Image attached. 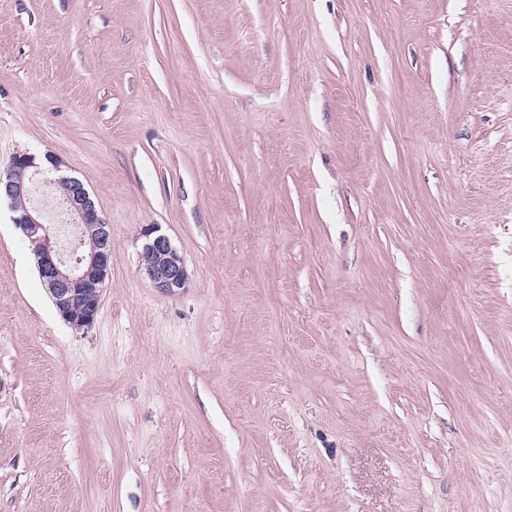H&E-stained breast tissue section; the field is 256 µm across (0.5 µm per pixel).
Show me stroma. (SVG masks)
Segmentation results:
<instances>
[{
  "instance_id": "1",
  "label": "stroma",
  "mask_w": 512,
  "mask_h": 512,
  "mask_svg": "<svg viewBox=\"0 0 512 512\" xmlns=\"http://www.w3.org/2000/svg\"><path fill=\"white\" fill-rule=\"evenodd\" d=\"M21 152L112 266L0 205V512H512V0H0ZM57 183L63 194L71 215L84 239L89 233L97 241V246L89 251H82L74 260L67 262L59 254L51 228L44 224L42 212L34 206L23 205L17 208L16 201L29 199L32 191L27 170L40 172L42 161L33 153L25 152L15 155L10 166L0 170V204L5 200L10 205L13 224L28 240L37 259L39 277L48 290L53 305L61 319L74 329H89L95 323L101 305L102 290L112 266V235L109 224L100 216L84 184L75 177L62 176V161L48 155ZM26 171L24 174L18 172ZM25 204V200L23 201ZM20 203V204H23ZM100 284L98 288H88L91 277ZM144 252L152 256H144V271L153 286L166 294H174L185 287L187 272L181 257L174 249L170 238L159 225L150 224L144 231Z\"/></svg>"
}]
</instances>
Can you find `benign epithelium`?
Listing matches in <instances>:
<instances>
[{
    "instance_id": "benign-epithelium-1",
    "label": "benign epithelium",
    "mask_w": 512,
    "mask_h": 512,
    "mask_svg": "<svg viewBox=\"0 0 512 512\" xmlns=\"http://www.w3.org/2000/svg\"><path fill=\"white\" fill-rule=\"evenodd\" d=\"M56 182L67 186L65 202L72 221L81 233L90 234L97 246L67 262L59 254L49 225L42 212L34 206L17 207L16 201L30 197L32 187L15 176L17 171H41L42 161L33 153L15 155L10 166L0 171V201L10 205L13 224L28 240L37 259L39 277L48 290L61 319L74 329L93 326L101 305L102 290L112 266V235L110 225L100 216L84 184L75 177L60 175L62 161L49 156ZM144 251L152 261L144 271L153 286L166 294L185 287L187 272L170 238L159 225L150 224L144 231Z\"/></svg>"
}]
</instances>
